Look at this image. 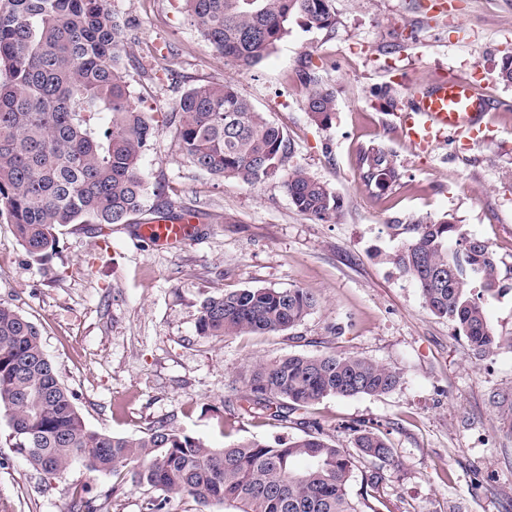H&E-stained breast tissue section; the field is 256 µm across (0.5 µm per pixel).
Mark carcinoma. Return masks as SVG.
I'll return each instance as SVG.
<instances>
[{
	"label": "carcinoma",
	"instance_id": "1",
	"mask_svg": "<svg viewBox=\"0 0 512 512\" xmlns=\"http://www.w3.org/2000/svg\"><path fill=\"white\" fill-rule=\"evenodd\" d=\"M183 9L216 55L242 70L258 64L301 19L328 29L330 0H182ZM124 24L107 0H4L0 4V215L34 262L58 244L70 224H127L144 209L142 156L154 134L133 100L119 53ZM305 109L331 123L334 95L321 69L307 68ZM170 121L181 151L196 168L248 186L285 166L291 144L283 129L230 81L201 83L183 93ZM365 179L385 187L396 179L388 153L361 157ZM288 196L301 213L325 221L340 201L330 187L295 168ZM409 234L394 255L432 314L456 325L472 354L512 348L493 334L483 300L499 292L487 243L448 221L391 224ZM320 305L311 290L246 288L203 300L201 336L268 335L290 331ZM249 412L291 423L302 435L269 444L257 439L211 447L166 421L137 436L90 429L72 393L44 353L39 327L0 304V413L29 464L60 475L74 461L90 472H122L135 487L156 491L145 512H168L172 496L206 512H381L380 489L394 448L374 426L353 428L351 454L336 447L308 410L328 397L381 396L400 382L395 369L357 355H288L259 362L244 377ZM362 475L350 491L355 471Z\"/></svg>",
	"mask_w": 512,
	"mask_h": 512
}]
</instances>
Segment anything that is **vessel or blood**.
Here are the masks:
<instances>
[{"label":"vessel or blood","mask_w":512,"mask_h":512,"mask_svg":"<svg viewBox=\"0 0 512 512\" xmlns=\"http://www.w3.org/2000/svg\"><path fill=\"white\" fill-rule=\"evenodd\" d=\"M409 110L396 113L401 137L411 146L424 149L451 137L477 139L487 129L491 101L470 79L457 76L435 78L414 88ZM196 217L177 212L142 225L140 234L157 244L176 246L189 237Z\"/></svg>","instance_id":"vessel-or-blood-1"}]
</instances>
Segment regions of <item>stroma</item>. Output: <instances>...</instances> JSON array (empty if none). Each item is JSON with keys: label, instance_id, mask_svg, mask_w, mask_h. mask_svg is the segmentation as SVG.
<instances>
[{"label": "stroma", "instance_id": "35a3bbf8", "mask_svg": "<svg viewBox=\"0 0 512 512\" xmlns=\"http://www.w3.org/2000/svg\"><path fill=\"white\" fill-rule=\"evenodd\" d=\"M129 28L127 80L154 118L142 160L146 203L172 204L198 221L192 238L163 248L135 223L99 235L60 228L42 265L32 263L0 216V303L36 323L47 357L91 429L134 436L164 420L214 445L275 442L297 428L247 413L246 367L289 354H355L397 369L379 396H329L311 409L337 447L353 427L383 425L395 463L381 496L389 512H505L512 503V349L477 358L448 320L426 307L417 284L392 262L395 224L448 221L486 241L502 291L488 300L495 335L512 337V84L498 80L512 56V0H332L331 29L290 24L251 70L220 59L180 0H108ZM333 89L329 126L305 110L306 65ZM438 75L481 84L493 102L488 137L424 153L400 140L395 113ZM230 81L286 133V167L254 186L211 176L183 155L170 114L191 86ZM388 152L398 181L362 177V150ZM325 182L341 203L332 219L299 212L285 188L290 169ZM245 288H302L321 303L295 330L201 336L196 318L210 295ZM338 333H331V326ZM225 427H217L216 415ZM72 464L34 470L0 415V512H68L89 490L100 512H144L145 492Z\"/></svg>", "mask_w": 512, "mask_h": 512}]
</instances>
